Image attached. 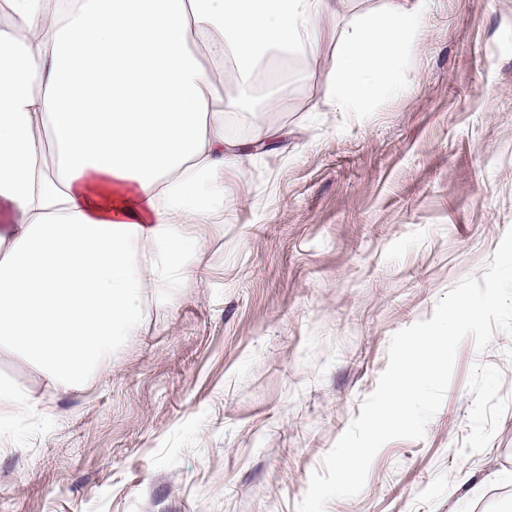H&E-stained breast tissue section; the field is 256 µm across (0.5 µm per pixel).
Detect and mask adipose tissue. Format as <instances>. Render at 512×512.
Returning a JSON list of instances; mask_svg holds the SVG:
<instances>
[{
    "label": "adipose tissue",
    "mask_w": 512,
    "mask_h": 512,
    "mask_svg": "<svg viewBox=\"0 0 512 512\" xmlns=\"http://www.w3.org/2000/svg\"><path fill=\"white\" fill-rule=\"evenodd\" d=\"M431 0H381L343 31L325 78L345 111L396 86ZM0 27V346L84 380L189 274L190 236L224 201L213 184L232 145L216 79L192 53L316 54L321 19L346 0H8Z\"/></svg>",
    "instance_id": "adipose-tissue-1"
}]
</instances>
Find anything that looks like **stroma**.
<instances>
[{
	"label": "stroma",
	"mask_w": 512,
	"mask_h": 512,
	"mask_svg": "<svg viewBox=\"0 0 512 512\" xmlns=\"http://www.w3.org/2000/svg\"><path fill=\"white\" fill-rule=\"evenodd\" d=\"M380 0L325 21L316 55L236 63L218 88L267 151L220 175L224 205L191 227L195 276L146 289L131 336L66 392L0 348V378L40 401L0 426V512H296L310 477L360 415L391 337L482 277L512 228V0H432L376 87L337 110L338 40ZM325 512H512V337L460 344L420 440L375 456L362 492Z\"/></svg>",
	"instance_id": "1"
}]
</instances>
